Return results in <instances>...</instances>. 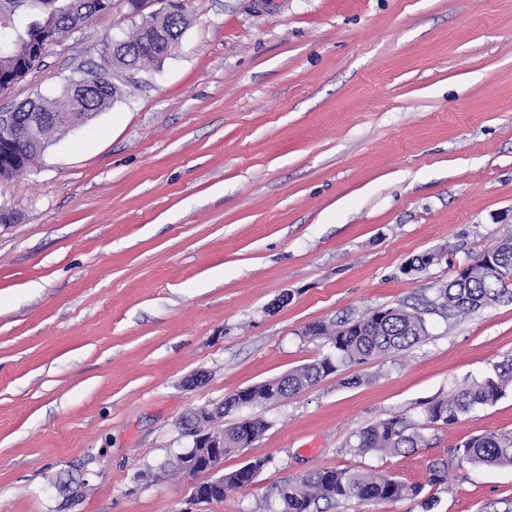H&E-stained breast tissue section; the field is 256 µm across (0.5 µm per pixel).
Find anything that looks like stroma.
I'll return each instance as SVG.
<instances>
[{
	"instance_id": "1",
	"label": "stroma",
	"mask_w": 512,
	"mask_h": 512,
	"mask_svg": "<svg viewBox=\"0 0 512 512\" xmlns=\"http://www.w3.org/2000/svg\"><path fill=\"white\" fill-rule=\"evenodd\" d=\"M176 2L171 55L0 185V512H280L276 486L322 468L422 484L431 512H512V468L456 453L512 435V388L424 423L512 359V303L434 305L454 264L512 237V0ZM160 8L112 0L0 112ZM396 304L422 310L421 342L247 408L269 427L222 470L267 459L251 487L200 502L162 472L189 410L330 353L305 325ZM395 415L420 447L353 451ZM495 369V378L463 381L447 398L429 402L424 410L425 425L454 424L474 407L496 404L506 389L512 387V359L496 365Z\"/></svg>"
}]
</instances>
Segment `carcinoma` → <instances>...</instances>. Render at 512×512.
I'll list each match as a JSON object with an SVG mask.
<instances>
[{
    "label": "carcinoma",
    "mask_w": 512,
    "mask_h": 512,
    "mask_svg": "<svg viewBox=\"0 0 512 512\" xmlns=\"http://www.w3.org/2000/svg\"><path fill=\"white\" fill-rule=\"evenodd\" d=\"M112 11V0H0V16L8 25L0 26V91L15 85L40 62L32 48L50 30L54 42L84 27L97 15ZM185 18L178 12L161 17L155 23L143 22L121 38L103 43L100 63L80 79H71L61 87L58 96L41 95L17 108L19 120L30 112H41L47 124L29 136L20 135L1 163L17 172L25 168L29 157H39L66 119L74 115L86 120L110 106L122 94L121 80L110 74L124 69L135 74L148 65L168 56L179 44ZM81 84L88 91L83 97L74 91ZM504 271L512 272V239L503 240L482 252ZM512 302V288L491 275L480 262L466 274L453 277L437 291V301L448 316H465L502 301ZM422 313L409 311L405 305L381 306L367 310L355 319L332 323L318 321L307 325V334L326 339L333 354L293 369L288 373L252 387L246 401L256 406L288 398L294 393L316 385L335 373L337 367L361 364L369 359L384 358L404 351L426 336ZM512 387V359L496 365L494 377L464 381L451 395L428 403L424 410L425 425H450L477 406H492ZM261 418L224 427V455L248 447L267 430ZM423 435L412 430L405 417L395 415L356 433L355 450L405 454L418 447ZM459 457L475 466L512 467V437L480 434L469 438L457 449ZM250 481L249 472L237 470L224 475V482L210 479L201 483V492L212 501L221 502L227 493L241 489ZM428 483H448V464L433 462L428 466ZM422 492L419 484H409L379 473L351 469H318L299 479L288 480L277 487L282 512H319L318 503L355 500L361 505H377L403 499H415Z\"/></svg>",
    "instance_id": "cac0c4a2"
}]
</instances>
